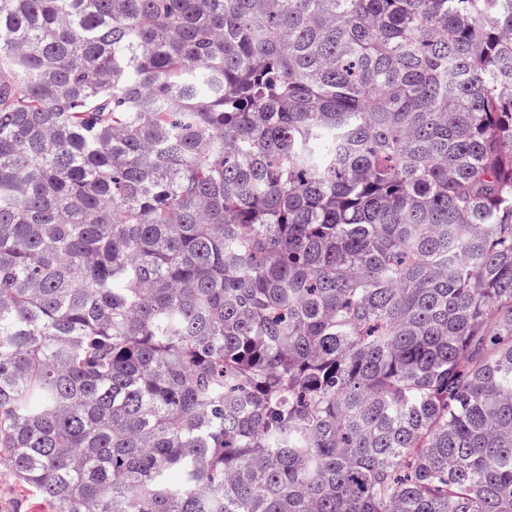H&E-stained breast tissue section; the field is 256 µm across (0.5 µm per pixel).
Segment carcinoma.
<instances>
[{
    "label": "carcinoma",
    "mask_w": 512,
    "mask_h": 512,
    "mask_svg": "<svg viewBox=\"0 0 512 512\" xmlns=\"http://www.w3.org/2000/svg\"><path fill=\"white\" fill-rule=\"evenodd\" d=\"M1 464L512 512V0H0Z\"/></svg>",
    "instance_id": "obj_1"
}]
</instances>
